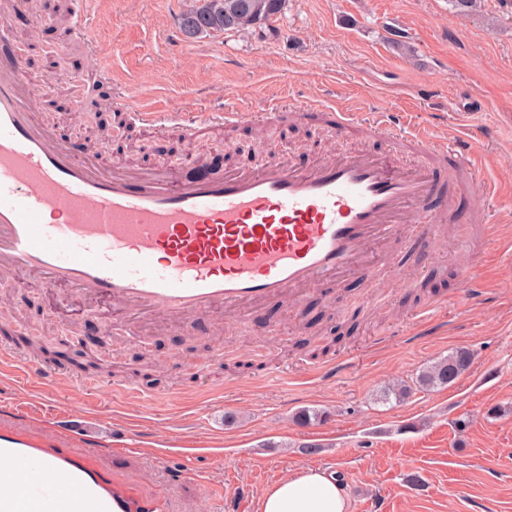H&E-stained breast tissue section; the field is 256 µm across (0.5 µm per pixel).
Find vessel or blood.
Listing matches in <instances>:
<instances>
[{
    "label": "vessel or blood",
    "mask_w": 512,
    "mask_h": 512,
    "mask_svg": "<svg viewBox=\"0 0 512 512\" xmlns=\"http://www.w3.org/2000/svg\"><path fill=\"white\" fill-rule=\"evenodd\" d=\"M19 52L0 53V268L32 275L38 288L70 289L88 301L187 319L195 334L212 313L249 312L358 274L376 282L380 251L439 225L500 227L480 208L459 215L453 200L434 207L445 184L469 188L481 165L479 141L434 138L425 129L392 133L379 155L357 147L315 168L261 147L247 170L201 159L133 173L123 160L58 138L40 123L38 84L21 75ZM127 117L186 138L216 126L282 119L281 110H210L192 121L125 104ZM333 135L373 137L374 122L307 104ZM29 477L0 512H123L103 479L74 456H28ZM62 473L56 482L54 473Z\"/></svg>",
    "instance_id": "1"
}]
</instances>
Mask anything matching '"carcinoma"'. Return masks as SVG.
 Masks as SVG:
<instances>
[{"instance_id":"obj_1","label":"carcinoma","mask_w":512,"mask_h":512,"mask_svg":"<svg viewBox=\"0 0 512 512\" xmlns=\"http://www.w3.org/2000/svg\"><path fill=\"white\" fill-rule=\"evenodd\" d=\"M287 0H191L189 8L181 17L184 32L190 37L212 32L245 31L262 28L267 20L283 11ZM473 364V353L458 348L447 357L433 363L421 372L417 383L420 388L447 387L455 383L449 370L455 366L466 374ZM410 389L394 383L381 390L379 400L397 402L408 396Z\"/></svg>"}]
</instances>
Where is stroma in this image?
I'll use <instances>...</instances> for the list:
<instances>
[{
	"label": "stroma",
	"mask_w": 512,
	"mask_h": 512,
	"mask_svg": "<svg viewBox=\"0 0 512 512\" xmlns=\"http://www.w3.org/2000/svg\"><path fill=\"white\" fill-rule=\"evenodd\" d=\"M68 2L40 0L11 17L23 77L43 88L37 118L61 139H80L86 103L104 104L111 123L127 98L185 114L316 102L405 131L479 137L485 161L455 204L494 220L512 211V0H482L467 16L451 0H288L266 28L194 40L179 25L189 0H98L91 51L58 21ZM95 58L112 72L92 93L72 76ZM258 128L184 140L135 125L131 140L98 150L136 169L217 153L224 168L241 169L263 142L306 170L350 147L313 120ZM509 237L512 223L495 241L477 225L449 224L377 283L349 278L331 296L309 293L295 312L270 303L246 319L228 313L200 336L153 322L132 332L108 304L89 310L68 289L30 288L25 273L0 271V324L20 336L51 328L74 361L62 381L0 372V441L84 453L90 476L110 478L130 503L159 500L163 512H258L261 493L302 468L336 474L351 512H512ZM466 267L479 273L476 289L462 283ZM462 347L474 354L467 374L417 387L425 366ZM104 352L123 373L85 384L77 362ZM142 355L164 365L161 379ZM342 361L348 371L323 378ZM392 379L409 397L377 403ZM129 381L139 397L126 394ZM305 408L324 411L323 422L298 424Z\"/></svg>",
	"instance_id": "35a3bbf8"
}]
</instances>
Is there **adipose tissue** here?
I'll return each instance as SVG.
<instances>
[{
  "instance_id": "obj_1",
  "label": "adipose tissue",
  "mask_w": 512,
  "mask_h": 512,
  "mask_svg": "<svg viewBox=\"0 0 512 512\" xmlns=\"http://www.w3.org/2000/svg\"><path fill=\"white\" fill-rule=\"evenodd\" d=\"M258 512H350V502L336 480L306 468L264 491Z\"/></svg>"
}]
</instances>
